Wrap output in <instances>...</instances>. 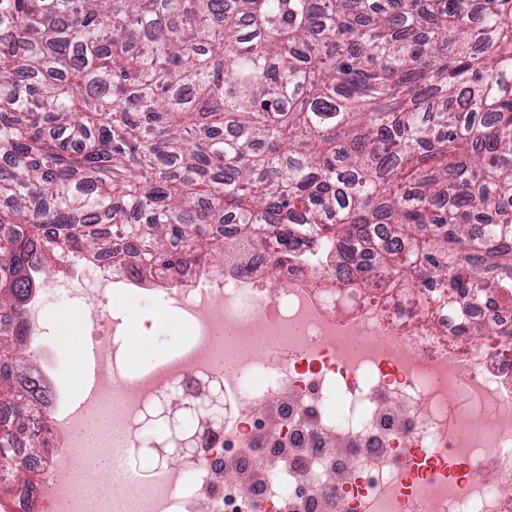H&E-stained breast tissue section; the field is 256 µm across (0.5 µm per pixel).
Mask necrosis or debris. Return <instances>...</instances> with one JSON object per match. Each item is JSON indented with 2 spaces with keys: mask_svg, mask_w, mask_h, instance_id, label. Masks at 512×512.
<instances>
[{
  "mask_svg": "<svg viewBox=\"0 0 512 512\" xmlns=\"http://www.w3.org/2000/svg\"><path fill=\"white\" fill-rule=\"evenodd\" d=\"M59 258L60 273L32 259L35 286L18 313L46 386L39 412L49 446L26 466L11 512H102L105 498L137 492L136 512H512V343L478 339L449 347L435 330L413 328L437 288L380 300L348 286L327 257L304 242L273 264L269 242L233 243L220 267L187 264L170 282L115 266L113 251ZM91 281L87 336L98 354L89 393L73 403L58 357L40 343L47 295ZM161 293L192 333L177 357L127 377L107 347L119 321L114 293ZM496 321L512 327V305L487 296L436 321ZM219 383L222 429L200 433L193 465L161 467L140 457L146 410L167 389L193 393ZM121 414L126 452L90 474L84 424L106 403ZM435 464L418 473V455Z\"/></svg>",
  "mask_w": 512,
  "mask_h": 512,
  "instance_id": "obj_1",
  "label": "necrosis or debris"
}]
</instances>
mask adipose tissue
<instances>
[{"instance_id":"1","label":"adipose tissue","mask_w":512,"mask_h":512,"mask_svg":"<svg viewBox=\"0 0 512 512\" xmlns=\"http://www.w3.org/2000/svg\"><path fill=\"white\" fill-rule=\"evenodd\" d=\"M168 312V306L162 302L151 307L137 303L128 304V368L131 373H142L147 364L166 361L176 354L175 343L180 339L182 330L175 327L171 331H164L163 326ZM45 315L56 324V340L61 349L82 354L87 352L88 343L83 334L85 307L50 308L46 310Z\"/></svg>"}]
</instances>
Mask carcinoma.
<instances>
[{
  "label": "carcinoma",
  "mask_w": 512,
  "mask_h": 512,
  "mask_svg": "<svg viewBox=\"0 0 512 512\" xmlns=\"http://www.w3.org/2000/svg\"><path fill=\"white\" fill-rule=\"evenodd\" d=\"M0 492L45 448L31 251L145 275L275 230L359 286L512 303V0H0ZM237 222L230 225L227 218ZM491 275L476 277L472 259ZM463 336L512 337L493 321Z\"/></svg>",
  "instance_id": "1"
}]
</instances>
